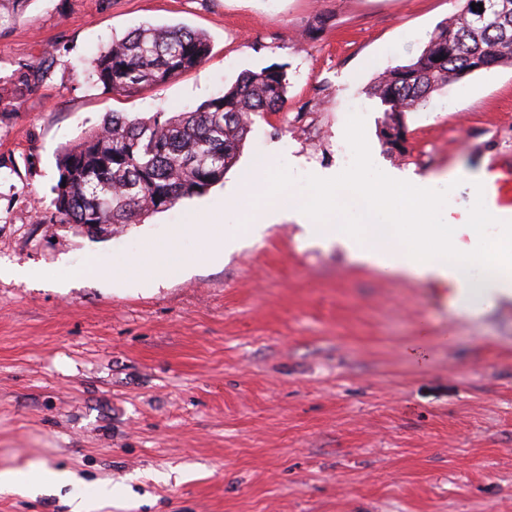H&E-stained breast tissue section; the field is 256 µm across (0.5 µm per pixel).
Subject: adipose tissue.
I'll return each instance as SVG.
<instances>
[{"mask_svg": "<svg viewBox=\"0 0 512 512\" xmlns=\"http://www.w3.org/2000/svg\"><path fill=\"white\" fill-rule=\"evenodd\" d=\"M473 209L465 226L449 223L447 210L432 189V181L413 172L386 170L364 161L356 181L347 174L325 171L319 174L307 205L280 206L279 186L256 184L254 174H246L225 200V208L235 211L242 197L261 193L265 206L252 215L253 236L269 227L290 221L297 224L305 240L316 244L340 243L361 264L418 280L452 283L464 310L480 311L495 302L512 298V221L498 218L486 203V176L467 178ZM353 183L355 193L346 204L348 222L336 225L323 215L334 203L341 184ZM413 186L416 195L399 202L404 186ZM394 228L392 238L379 234V227ZM467 234L469 245L459 236Z\"/></svg>", "mask_w": 512, "mask_h": 512, "instance_id": "obj_1", "label": "adipose tissue"}]
</instances>
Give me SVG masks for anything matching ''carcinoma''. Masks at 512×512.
<instances>
[{"instance_id": "cac0c4a2", "label": "carcinoma", "mask_w": 512, "mask_h": 512, "mask_svg": "<svg viewBox=\"0 0 512 512\" xmlns=\"http://www.w3.org/2000/svg\"><path fill=\"white\" fill-rule=\"evenodd\" d=\"M472 2L438 25L410 63L376 78L372 94L389 106L381 130L389 151L404 150L402 115L432 93L470 73L512 65V0H486L483 21ZM208 53L198 31L145 26L102 46L88 72L103 91L131 94L198 66ZM287 86L286 74L268 66L194 110L109 114L58 154L48 223L133 224L205 193L235 164L253 117L280 111Z\"/></svg>"}]
</instances>
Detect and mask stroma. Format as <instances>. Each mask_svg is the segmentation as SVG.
<instances>
[{
    "label": "stroma",
    "instance_id": "obj_1",
    "mask_svg": "<svg viewBox=\"0 0 512 512\" xmlns=\"http://www.w3.org/2000/svg\"><path fill=\"white\" fill-rule=\"evenodd\" d=\"M464 0H26L0 18V472L71 484L0 493V512H512V298L470 313L446 285L390 276L269 228L223 262L164 248L258 160L317 171L374 162L423 177L512 167V65L466 75L380 130L376 77L408 64ZM203 32L198 67L130 95L85 70L142 26ZM32 88L18 90L21 65ZM287 75L205 194L113 229L42 224L56 153L110 112L188 111L249 70ZM134 277L137 288L113 281Z\"/></svg>",
    "mask_w": 512,
    "mask_h": 512
}]
</instances>
